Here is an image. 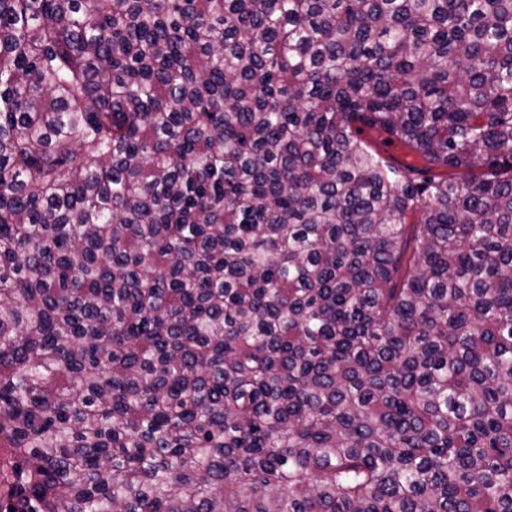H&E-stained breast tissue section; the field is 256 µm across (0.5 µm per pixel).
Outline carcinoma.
Returning a JSON list of instances; mask_svg holds the SVG:
<instances>
[{"mask_svg":"<svg viewBox=\"0 0 512 512\" xmlns=\"http://www.w3.org/2000/svg\"><path fill=\"white\" fill-rule=\"evenodd\" d=\"M0 446V512H512V0H0ZM361 138L372 150L400 169H406L407 167L422 168L426 165V162L415 155L408 147L397 140L389 139L382 132L366 128Z\"/></svg>","mask_w":512,"mask_h":512,"instance_id":"1","label":"carcinoma"}]
</instances>
